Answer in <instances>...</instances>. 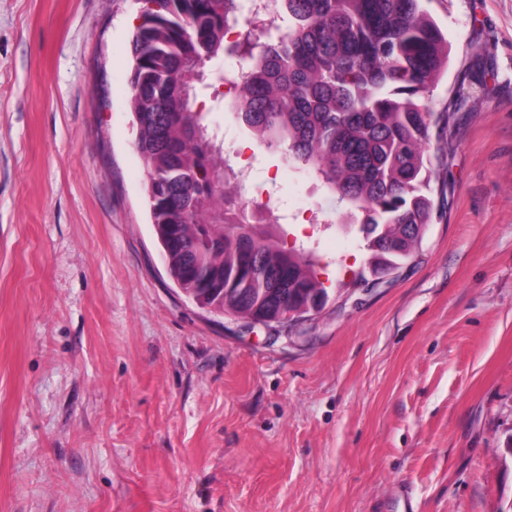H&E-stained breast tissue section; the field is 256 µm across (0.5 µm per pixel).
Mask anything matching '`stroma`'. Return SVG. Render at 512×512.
Wrapping results in <instances>:
<instances>
[{"label": "stroma", "mask_w": 512, "mask_h": 512, "mask_svg": "<svg viewBox=\"0 0 512 512\" xmlns=\"http://www.w3.org/2000/svg\"><path fill=\"white\" fill-rule=\"evenodd\" d=\"M443 202L381 283L335 198L203 90L240 196L313 250L322 312L268 328L173 284L134 146L138 0H0V512H512V0H425ZM470 91L453 104L458 84Z\"/></svg>", "instance_id": "1"}]
</instances>
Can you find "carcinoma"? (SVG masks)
I'll return each instance as SVG.
<instances>
[{"instance_id":"carcinoma-1","label":"carcinoma","mask_w":512,"mask_h":512,"mask_svg":"<svg viewBox=\"0 0 512 512\" xmlns=\"http://www.w3.org/2000/svg\"><path fill=\"white\" fill-rule=\"evenodd\" d=\"M424 0H275L288 30L263 41L262 28L232 34L237 0H143L131 41L129 102L136 150L147 178V206L162 257L169 225H181L191 262L224 270V287L288 297L259 311L283 317L327 289L305 251L282 247L252 225L247 206L227 193L236 171L197 106L209 87L207 63L224 52L247 59L234 84L237 118L264 149L321 183L347 218L357 214L368 266H399L414 249L375 241L396 227L424 236L434 208L432 182L441 157L430 132L449 114L426 104L448 61V42ZM193 182L199 198L183 201L178 183ZM224 247H214L217 239ZM167 272L186 296L181 266Z\"/></svg>"}]
</instances>
